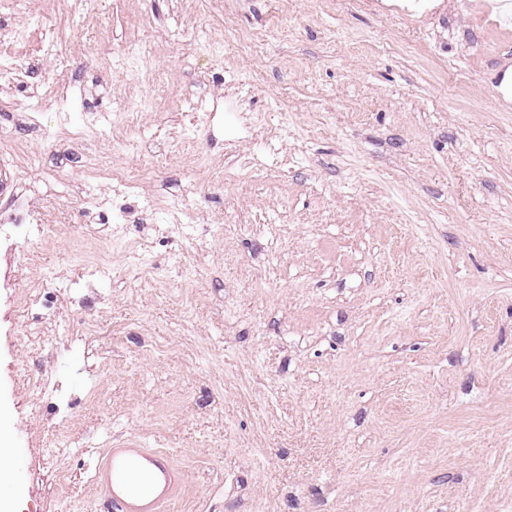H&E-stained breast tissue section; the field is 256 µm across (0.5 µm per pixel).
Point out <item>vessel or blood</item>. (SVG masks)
<instances>
[{
	"label": "vessel or blood",
	"instance_id": "1",
	"mask_svg": "<svg viewBox=\"0 0 512 512\" xmlns=\"http://www.w3.org/2000/svg\"><path fill=\"white\" fill-rule=\"evenodd\" d=\"M91 481L99 512H165L184 485V473L165 452L110 448Z\"/></svg>",
	"mask_w": 512,
	"mask_h": 512
}]
</instances>
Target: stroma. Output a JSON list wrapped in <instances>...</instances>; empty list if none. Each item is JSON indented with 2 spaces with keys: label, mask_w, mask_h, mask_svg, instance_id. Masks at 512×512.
<instances>
[{
  "label": "stroma",
  "mask_w": 512,
  "mask_h": 512,
  "mask_svg": "<svg viewBox=\"0 0 512 512\" xmlns=\"http://www.w3.org/2000/svg\"><path fill=\"white\" fill-rule=\"evenodd\" d=\"M430 2L0 0V25L68 24L72 87L101 47L148 51L64 114L35 46L0 89V186L49 227L0 251L42 296L0 290L10 512L51 489L35 427L69 438V512L130 443L188 472L168 512H512V0ZM62 123L76 154L41 136Z\"/></svg>",
  "instance_id": "1"
}]
</instances>
